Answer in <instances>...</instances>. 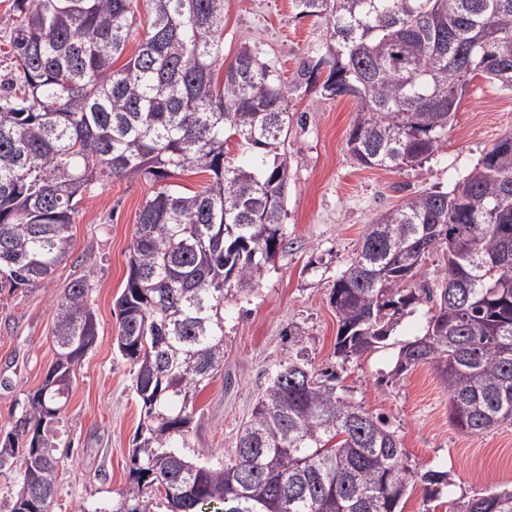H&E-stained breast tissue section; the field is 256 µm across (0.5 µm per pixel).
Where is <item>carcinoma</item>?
<instances>
[{
  "label": "carcinoma",
  "mask_w": 512,
  "mask_h": 512,
  "mask_svg": "<svg viewBox=\"0 0 512 512\" xmlns=\"http://www.w3.org/2000/svg\"><path fill=\"white\" fill-rule=\"evenodd\" d=\"M149 35L120 68L133 0H14L19 80L0 82V287L32 286L72 249L77 205L112 178L162 184L141 209L116 298V349L133 364L140 422L128 484L111 512H402L415 476L428 498L448 473L409 465L389 420L318 373L304 350L271 372L229 462L182 452L195 400L224 365V292L256 289L285 249L292 115L275 65L241 45L224 66V0H143ZM325 17L324 57L303 67L328 96H352L347 139L366 167L403 169L444 145L469 76L512 89V0H295ZM224 70L223 80L215 78ZM238 138L253 155L227 160ZM206 173L200 192L164 185ZM444 249L437 287L417 282ZM57 303L56 359L10 413L0 469L18 468L12 512H50L59 458L44 434L97 336L87 302L96 262ZM340 366L380 348L407 310L431 304L395 373L431 364L449 420L483 434L512 422V134L448 192L422 191L368 227L337 277ZM26 443L17 454L19 442ZM454 512H512V490L454 501Z\"/></svg>",
  "instance_id": "carcinoma-1"
}]
</instances>
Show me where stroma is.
I'll return each mask as SVG.
<instances>
[{"mask_svg": "<svg viewBox=\"0 0 512 512\" xmlns=\"http://www.w3.org/2000/svg\"><path fill=\"white\" fill-rule=\"evenodd\" d=\"M326 39V19L299 14L293 0H224L225 61L234 60L242 43L255 44L276 63L289 91L293 118L282 148L289 165L288 246L253 293L224 298V366L197 398L186 453L229 458L271 371L302 350L316 371L339 370L356 401L390 420L413 468L449 473L450 489L433 501L423 483H414L403 512H447L460 497L512 488V423L481 435L460 432L448 419V392L432 365L396 374L401 348L426 331V306L405 315L381 348L339 365L330 295L378 215L410 194L452 190L512 133V90L473 78L438 153L402 170L365 168L346 144L355 99L326 96L300 77L304 65L324 54ZM156 190L144 179L95 185L79 205L68 259L39 287L0 288L1 425L43 385L56 354V302L84 275L85 257L97 261L87 297L97 340L75 365L68 403L48 427L64 458L52 512H110L127 485L140 407L130 392L132 365L113 347V306L128 276L139 210Z\"/></svg>", "mask_w": 512, "mask_h": 512, "instance_id": "obj_1", "label": "stroma"}]
</instances>
